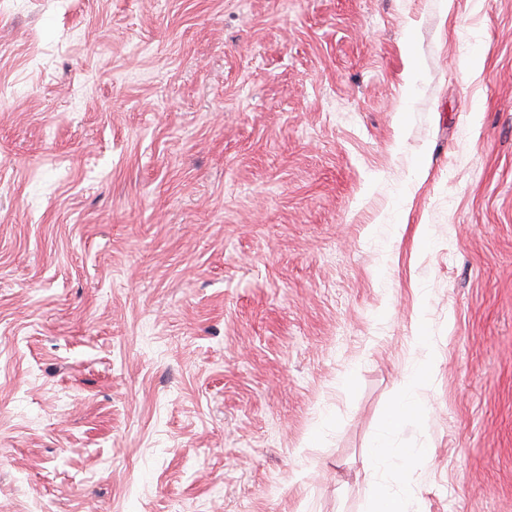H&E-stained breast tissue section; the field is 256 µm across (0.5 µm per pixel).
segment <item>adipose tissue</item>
Instances as JSON below:
<instances>
[{
    "mask_svg": "<svg viewBox=\"0 0 512 512\" xmlns=\"http://www.w3.org/2000/svg\"><path fill=\"white\" fill-rule=\"evenodd\" d=\"M434 368L435 362L429 357L416 366L411 374L410 390L401 392L391 405L384 427L378 434L371 450L370 465L372 469L385 471L391 483L401 481L408 473L410 465L420 462L426 454L425 449L415 448L402 456H390L386 452V440L398 422L416 409L417 402L412 390L426 382ZM390 485L379 486L373 496L369 512H405L402 499L391 491Z\"/></svg>",
    "mask_w": 512,
    "mask_h": 512,
    "instance_id": "adipose-tissue-1",
    "label": "adipose tissue"
}]
</instances>
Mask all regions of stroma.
<instances>
[{"label":"stroma","instance_id":"35a3bbf8","mask_svg":"<svg viewBox=\"0 0 512 512\" xmlns=\"http://www.w3.org/2000/svg\"><path fill=\"white\" fill-rule=\"evenodd\" d=\"M425 345L512 512V0H0V512H366Z\"/></svg>","mask_w":512,"mask_h":512}]
</instances>
